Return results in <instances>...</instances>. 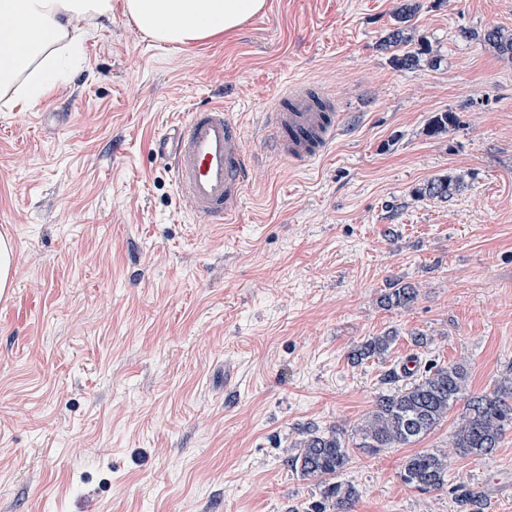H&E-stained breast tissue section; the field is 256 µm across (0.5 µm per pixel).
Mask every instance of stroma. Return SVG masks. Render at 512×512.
<instances>
[{"instance_id": "stroma-1", "label": "stroma", "mask_w": 512, "mask_h": 512, "mask_svg": "<svg viewBox=\"0 0 512 512\" xmlns=\"http://www.w3.org/2000/svg\"><path fill=\"white\" fill-rule=\"evenodd\" d=\"M438 68L395 70L379 42L399 0H266L235 32L155 43L112 0L68 81L0 102V512H301L322 485L285 460L313 426L353 437L403 371L464 364L469 389L512 368V61L458 30L512 31V0H418ZM326 87L344 124L297 171L261 122L289 79ZM233 100L256 170L236 224L179 202L153 140L192 108ZM456 112L447 137L424 132ZM464 175L446 202L416 196ZM412 284L407 309L381 307ZM396 329L389 353L349 351ZM428 337L426 347L411 338ZM397 372L394 384L383 381ZM457 419L341 479L352 512H512V428L483 459L450 453ZM450 454L428 493L400 479ZM392 288H388L382 296L381 302L386 307L396 308H408L410 307L417 298V290L410 285H401L394 283ZM400 478L413 489H441L448 478V453L428 449L416 452L404 461Z\"/></svg>"}]
</instances>
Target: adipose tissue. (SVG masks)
<instances>
[{"instance_id": "1", "label": "adipose tissue", "mask_w": 512, "mask_h": 512, "mask_svg": "<svg viewBox=\"0 0 512 512\" xmlns=\"http://www.w3.org/2000/svg\"><path fill=\"white\" fill-rule=\"evenodd\" d=\"M264 0H126L154 41L188 46L239 28ZM112 15V0H0V98L32 105L65 82L78 59L81 25Z\"/></svg>"}]
</instances>
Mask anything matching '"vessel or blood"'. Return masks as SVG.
I'll return each mask as SVG.
<instances>
[{
    "label": "vessel or blood",
    "instance_id": "1",
    "mask_svg": "<svg viewBox=\"0 0 512 512\" xmlns=\"http://www.w3.org/2000/svg\"><path fill=\"white\" fill-rule=\"evenodd\" d=\"M341 113L320 86L296 80L275 99L267 113L276 161L297 167L322 159L334 146ZM179 199L205 224L236 223L252 181V163L235 113L220 103L193 108L174 131L155 142Z\"/></svg>",
    "mask_w": 512,
    "mask_h": 512
}]
</instances>
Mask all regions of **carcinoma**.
Returning a JSON list of instances; mask_svg holds the SVG:
<instances>
[{
    "instance_id": "obj_1",
    "label": "carcinoma",
    "mask_w": 512,
    "mask_h": 512,
    "mask_svg": "<svg viewBox=\"0 0 512 512\" xmlns=\"http://www.w3.org/2000/svg\"><path fill=\"white\" fill-rule=\"evenodd\" d=\"M419 8L417 0H401L394 13L395 27L380 42V49L390 53V63L398 70L415 69L426 63L439 64L422 38L416 40L410 33V21ZM463 40H477L502 58L512 59V34L494 27L479 33L464 28L459 31ZM457 122L453 112L435 113L425 128L431 138H442ZM464 185L460 175L445 174L421 185L416 193L446 201ZM417 298V290L410 285L394 284L382 296L386 307L408 308ZM396 336L388 332L374 336L349 353V359L360 362L385 354ZM462 406L453 432L452 448L460 456L481 459L499 448L504 432L512 426V373L497 380L489 393L468 392V370L463 364L427 369L410 384L389 393H381L372 410L366 415L353 444L346 442L345 434L323 432L308 428L299 443L298 452L286 463L304 480H316L323 485L321 500L303 509V512H351L357 497L349 484L336 477L351 463L350 448L366 454H375L383 448H403L429 435L448 419V412ZM402 482L413 489L431 491L441 489L448 478V453L421 450L404 461L400 471Z\"/></svg>"
}]
</instances>
